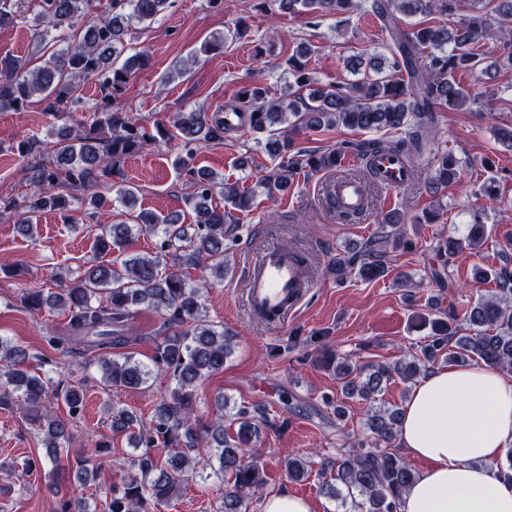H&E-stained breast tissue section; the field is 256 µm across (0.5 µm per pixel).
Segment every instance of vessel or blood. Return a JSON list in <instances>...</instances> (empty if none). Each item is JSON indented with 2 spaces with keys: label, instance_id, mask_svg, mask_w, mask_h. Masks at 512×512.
I'll return each instance as SVG.
<instances>
[{
  "label": "vessel or blood",
  "instance_id": "b4317fda",
  "mask_svg": "<svg viewBox=\"0 0 512 512\" xmlns=\"http://www.w3.org/2000/svg\"><path fill=\"white\" fill-rule=\"evenodd\" d=\"M373 164L387 190H400L411 179L398 157L380 155ZM322 199L339 217L359 218L368 210L366 186L355 176L327 178L322 186ZM313 286L308 256L272 238L251 254L244 267L242 295L247 309L278 332L287 330Z\"/></svg>",
  "mask_w": 512,
  "mask_h": 512
}]
</instances>
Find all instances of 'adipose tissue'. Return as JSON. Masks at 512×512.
Returning a JSON list of instances; mask_svg holds the SVG:
<instances>
[{
	"mask_svg": "<svg viewBox=\"0 0 512 512\" xmlns=\"http://www.w3.org/2000/svg\"><path fill=\"white\" fill-rule=\"evenodd\" d=\"M399 443L426 469L403 512H512V481L493 467L512 446V375L485 366L434 371L411 392Z\"/></svg>",
	"mask_w": 512,
	"mask_h": 512,
	"instance_id": "ef3b65f1",
	"label": "adipose tissue"
}]
</instances>
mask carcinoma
<instances>
[{
  "instance_id": "1",
  "label": "carcinoma",
  "mask_w": 512,
  "mask_h": 512,
  "mask_svg": "<svg viewBox=\"0 0 512 512\" xmlns=\"http://www.w3.org/2000/svg\"><path fill=\"white\" fill-rule=\"evenodd\" d=\"M470 8L449 27L427 19L401 26L400 16L438 14L450 17ZM290 14L352 15L364 10L362 0H280ZM170 6V0H111L104 17L93 15L94 0H39L32 27L40 45L50 51L41 64L16 57L0 58V112H23L39 96L43 112L57 120L70 117L78 102L80 82L98 84L101 98L93 114L74 125L57 129L54 156L32 168L30 193L17 201L0 199V210L14 214L21 234L28 236L36 218L47 211L66 212L73 201L98 209L112 199L96 191L124 180L122 164L129 155L160 141L176 140L185 157L179 161L180 175L188 189L186 202L192 208L191 223L140 211L136 224H109L95 236L102 261L86 263L78 274L57 275L59 288L22 290L21 302L30 311H61L67 322L61 334L49 343L70 352L91 356L101 363L102 389H138L151 378L167 375L175 381L170 399L158 404L151 426L133 432L134 419L118 411L112 428L130 431L141 454L113 462L123 472L120 485L104 488L107 512H156L176 498L182 486L199 475L198 469H215L224 481L216 512H249L253 497L266 485L258 460L260 422L266 421L262 404L241 405L233 413L236 436L224 432V396L215 398L218 418L198 430L193 421L197 382L224 369L232 354L230 333L203 315L204 290L224 281L225 241L232 228L229 213L214 205L215 196L235 209L250 207L252 196L234 184L193 166L198 143L222 142L244 127L266 135L274 146L275 164L261 179L268 194L288 189L301 174L336 168L341 149L328 151L296 149L288 131L313 130L343 125L360 131H402L391 139L366 140L352 145L360 155L398 156L418 173L427 159V183L432 189L448 186L460 175L459 161L433 142L434 115L441 108L461 110L473 101L457 77L475 71L482 62L475 44L490 33L509 50L512 62V0H371L370 11L392 42V60L387 67L374 64L371 75L351 82L329 83L314 90L305 101L300 91L314 83L308 68L311 50L301 48L288 56L286 65L292 81L277 98L265 89L244 87L230 108L247 120L232 125L221 112L190 109L178 112L171 125L156 123L147 128L134 114L123 110L121 98L134 74L149 66L150 57L138 51L123 62L124 37L132 22L152 23ZM18 157L43 155L39 141L21 140L12 147ZM378 234L357 257L338 256L330 264L336 281L352 271L365 280L386 273L382 258L386 249L398 250L406 241L401 230L403 217L389 212L378 219ZM146 231L158 239L157 252L148 257L132 256L119 261L105 256L122 248L133 230ZM485 225L474 219L464 239L439 240L434 251L440 268L431 272L440 288L448 287V256L468 246L480 245ZM195 268L202 277L190 282L184 270ZM481 281H494L496 293L479 300L466 312L468 325L462 332L457 319L438 304L429 306L423 326L429 328L425 343L394 365H364L331 351L320 359L322 367L336 374L342 394L368 402L366 429L370 443L365 448L339 454L321 462L317 472L320 491L340 502L344 512H402L403 495L417 479L412 466L396 451L402 408L376 407V397L386 384L399 378L413 381L427 375L437 364L473 361L497 369H512V271L482 272ZM140 305L161 318V337L150 369L135 360L134 353L119 359L108 354L126 346L129 321ZM29 353L0 336V407H17L44 434L47 458L56 478L65 477L61 449L70 442V426L79 418L83 388L71 386L55 397L62 398L69 418L48 408L38 410L48 397L47 381L27 369ZM165 454L160 461L150 449ZM76 477L87 481L98 471L93 456L78 459ZM314 462L288 458V478L308 479ZM59 512H90L83 496L60 500Z\"/></svg>"
}]
</instances>
